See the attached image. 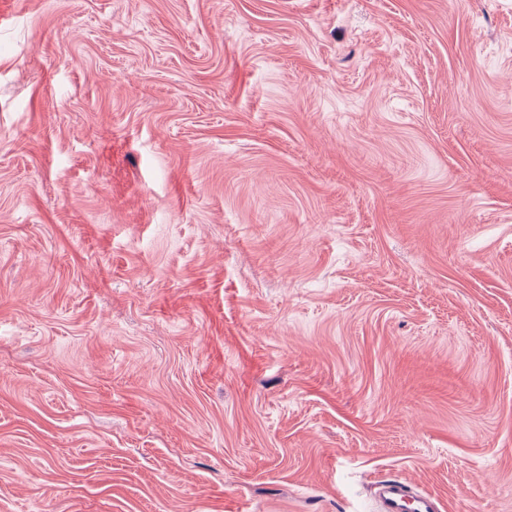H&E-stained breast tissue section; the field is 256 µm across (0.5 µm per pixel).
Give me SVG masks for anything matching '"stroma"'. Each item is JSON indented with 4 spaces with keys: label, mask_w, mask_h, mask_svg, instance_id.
<instances>
[{
    "label": "stroma",
    "mask_w": 512,
    "mask_h": 512,
    "mask_svg": "<svg viewBox=\"0 0 512 512\" xmlns=\"http://www.w3.org/2000/svg\"><path fill=\"white\" fill-rule=\"evenodd\" d=\"M512 512V0H0V512ZM377 512H443L441 499L407 481L385 477L371 482Z\"/></svg>",
    "instance_id": "obj_1"
}]
</instances>
